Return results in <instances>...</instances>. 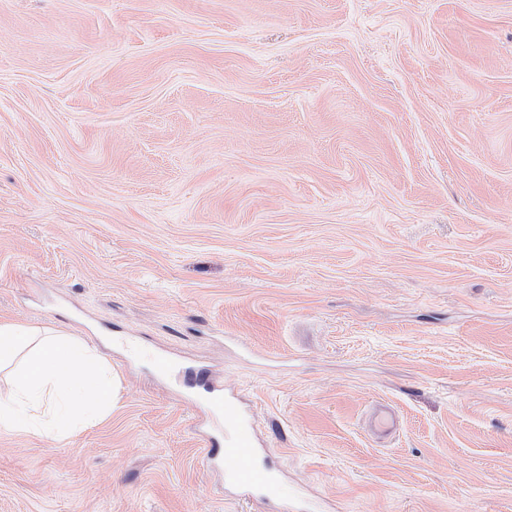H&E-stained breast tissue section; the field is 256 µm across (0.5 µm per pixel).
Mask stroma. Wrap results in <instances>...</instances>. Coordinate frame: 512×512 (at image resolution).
<instances>
[{"label": "stroma", "instance_id": "1", "mask_svg": "<svg viewBox=\"0 0 512 512\" xmlns=\"http://www.w3.org/2000/svg\"><path fill=\"white\" fill-rule=\"evenodd\" d=\"M0 323L119 395L0 512H264L160 349L322 512H512V0H0Z\"/></svg>", "mask_w": 512, "mask_h": 512}]
</instances>
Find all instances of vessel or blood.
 Wrapping results in <instances>:
<instances>
[{"mask_svg": "<svg viewBox=\"0 0 512 512\" xmlns=\"http://www.w3.org/2000/svg\"><path fill=\"white\" fill-rule=\"evenodd\" d=\"M156 363L161 375L174 378L192 393L205 416L201 427L206 436L203 468H220L225 485L237 490L243 500L287 503V485L279 468L262 458L254 420L240 399L225 393L222 382L206 371L174 369L163 354L157 356Z\"/></svg>", "mask_w": 512, "mask_h": 512, "instance_id": "obj_1", "label": "vessel or blood"}]
</instances>
